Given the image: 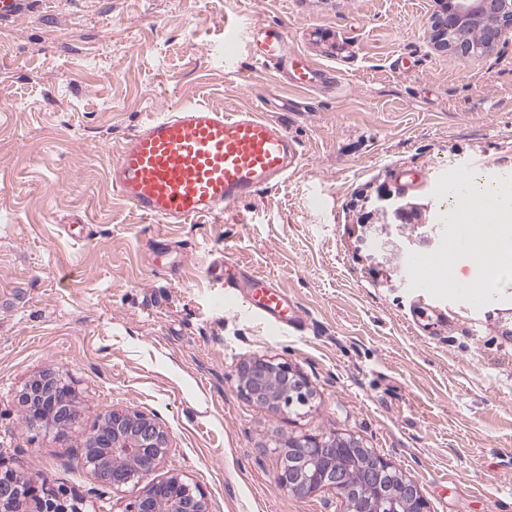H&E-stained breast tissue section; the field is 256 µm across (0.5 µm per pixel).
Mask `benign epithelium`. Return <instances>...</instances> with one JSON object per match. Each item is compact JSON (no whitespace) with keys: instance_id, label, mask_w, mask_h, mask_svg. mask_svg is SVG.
I'll return each mask as SVG.
<instances>
[{"instance_id":"benign-epithelium-1","label":"benign epithelium","mask_w":512,"mask_h":512,"mask_svg":"<svg viewBox=\"0 0 512 512\" xmlns=\"http://www.w3.org/2000/svg\"><path fill=\"white\" fill-rule=\"evenodd\" d=\"M481 27L476 42L453 39L450 33ZM512 28V0H448L434 21L438 48L481 54L503 31ZM238 387L248 400L278 407L300 394L309 400L307 379L288 362L263 357L243 362ZM28 423L66 436L75 427L76 391L49 373L30 379L20 394ZM168 451V436L156 418L141 412L111 410L103 415L96 433L85 444V464L104 478L114 492L135 479H148ZM286 463L278 481L297 495L328 487L346 502L347 512H430V503L418 483L399 474L375 451L347 438L305 436L288 441ZM0 512H82L55 496L38 495L36 481L13 469L0 468ZM124 512H209L205 495L179 474L148 479L142 493Z\"/></svg>"}]
</instances>
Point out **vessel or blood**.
I'll return each instance as SVG.
<instances>
[{
	"mask_svg": "<svg viewBox=\"0 0 512 512\" xmlns=\"http://www.w3.org/2000/svg\"><path fill=\"white\" fill-rule=\"evenodd\" d=\"M236 35L251 49L256 64L289 69L291 84L310 89L326 73L292 49L287 29L240 26ZM302 162L297 142L286 125L259 110L227 112L208 105H183L157 113L113 149V191L145 217L162 224H190L220 219L237 202L259 189L282 184ZM228 257L210 261L211 285L232 298L240 283L222 276ZM418 285L434 287L453 280L447 254L431 251L412 257ZM255 289L245 303L249 314L275 328L300 325L299 311L288 292L265 277L251 279Z\"/></svg>",
	"mask_w": 512,
	"mask_h": 512,
	"instance_id": "vessel-or-blood-1",
	"label": "vessel or blood"
}]
</instances>
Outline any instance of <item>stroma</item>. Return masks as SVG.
Listing matches in <instances>:
<instances>
[{
    "instance_id": "35a3bbf8",
    "label": "stroma",
    "mask_w": 512,
    "mask_h": 512,
    "mask_svg": "<svg viewBox=\"0 0 512 512\" xmlns=\"http://www.w3.org/2000/svg\"><path fill=\"white\" fill-rule=\"evenodd\" d=\"M442 0H31L0 23V461L123 512L88 472L85 440L113 409L168 433L155 477L179 474L210 512H346L336 491L296 496L277 473L289 439L335 433L388 459L431 512H512V284L482 306L379 263L362 212L408 203L402 237L456 227L451 172L512 189V34L473 59L438 49ZM287 28L338 77L310 93L252 68L237 24ZM238 55L225 73L215 45ZM212 103L283 121L304 155L282 185L223 220L160 224L113 195L112 146L150 113ZM83 225L69 226L71 217ZM227 255L276 281L304 322L272 329L225 305L205 267ZM444 312L445 323L435 321ZM285 360L305 413L250 402L238 366ZM72 381L61 438L23 420L34 375Z\"/></svg>"
}]
</instances>
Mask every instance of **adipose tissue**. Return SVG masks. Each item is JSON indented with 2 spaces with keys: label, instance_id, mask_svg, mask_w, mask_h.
<instances>
[{
  "label": "adipose tissue",
  "instance_id": "obj_1",
  "mask_svg": "<svg viewBox=\"0 0 512 512\" xmlns=\"http://www.w3.org/2000/svg\"><path fill=\"white\" fill-rule=\"evenodd\" d=\"M493 199L491 192L479 188L448 192L452 209L473 213L472 223L459 229L455 250L482 262L478 286L489 295L512 281V234L507 231L512 224V202L497 205Z\"/></svg>",
  "mask_w": 512,
  "mask_h": 512
}]
</instances>
